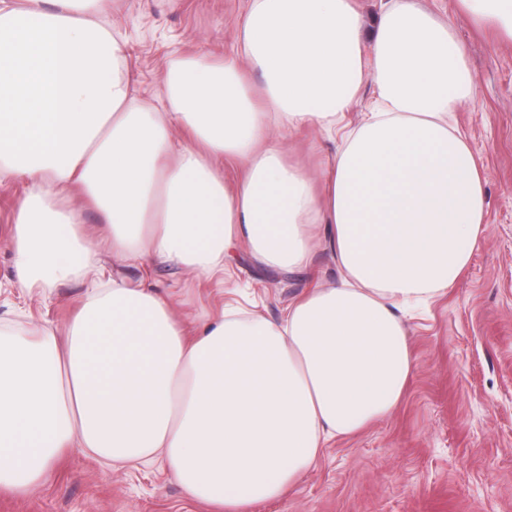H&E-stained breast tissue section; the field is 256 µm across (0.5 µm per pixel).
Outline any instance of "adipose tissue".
Instances as JSON below:
<instances>
[{
	"label": "adipose tissue",
	"mask_w": 512,
	"mask_h": 512,
	"mask_svg": "<svg viewBox=\"0 0 512 512\" xmlns=\"http://www.w3.org/2000/svg\"><path fill=\"white\" fill-rule=\"evenodd\" d=\"M460 2L512 38V0ZM108 3L0 0V180L24 185L20 288L89 272L87 207L125 263L208 276L242 240L288 270L323 247L343 276L280 321L223 309L195 334L164 298L115 280L88 293L65 342L0 337V488L26 492L69 448L131 467L158 453L188 497L245 512L399 407L414 369L405 318L460 279L486 222L485 169L453 121L473 79L451 27L413 0H388L368 64L352 0H247L234 57L170 61L149 108L98 21ZM366 82L375 105L319 177L270 144L275 126L334 128ZM228 161L246 167L231 185Z\"/></svg>",
	"instance_id": "obj_1"
}]
</instances>
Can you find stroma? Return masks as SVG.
I'll list each match as a JSON object with an SVG mask.
<instances>
[{"label":"stroma","mask_w":512,"mask_h":512,"mask_svg":"<svg viewBox=\"0 0 512 512\" xmlns=\"http://www.w3.org/2000/svg\"><path fill=\"white\" fill-rule=\"evenodd\" d=\"M451 23L464 48L474 94L456 114L486 171L482 246L448 293L411 318L416 367L398 409L362 434L337 438L283 498L250 512H512V41L476 25L458 0H416ZM244 0H112L108 20L122 34L138 97L152 103L171 60L220 61L238 37ZM285 159L310 175L338 146L322 129L279 130ZM17 188L0 186V322L64 332L87 283L74 277L45 292L19 288L14 264ZM104 275L151 288L176 316L196 324L227 305L275 321L288 303L339 268L325 252L308 267L271 268L240 247L210 277L160 261L121 263L96 248ZM0 512H215L188 498L162 458L115 467L70 449L30 491L0 490Z\"/></svg>","instance_id":"35a3bbf8"}]
</instances>
